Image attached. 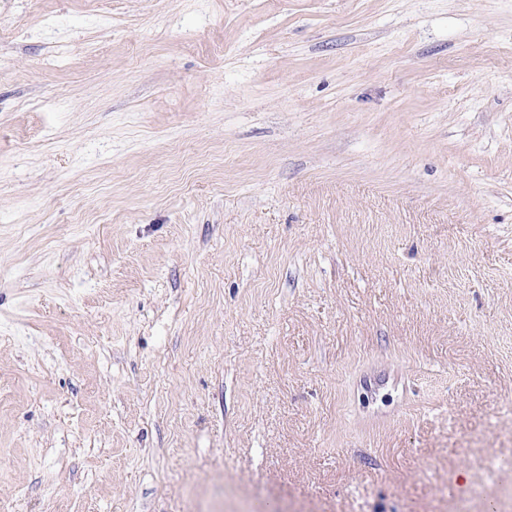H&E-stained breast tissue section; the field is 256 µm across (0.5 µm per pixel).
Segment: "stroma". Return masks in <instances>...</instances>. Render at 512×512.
Here are the masks:
<instances>
[{
  "mask_svg": "<svg viewBox=\"0 0 512 512\" xmlns=\"http://www.w3.org/2000/svg\"><path fill=\"white\" fill-rule=\"evenodd\" d=\"M512 512V0H0V512Z\"/></svg>",
  "mask_w": 512,
  "mask_h": 512,
  "instance_id": "35a3bbf8",
  "label": "stroma"
}]
</instances>
